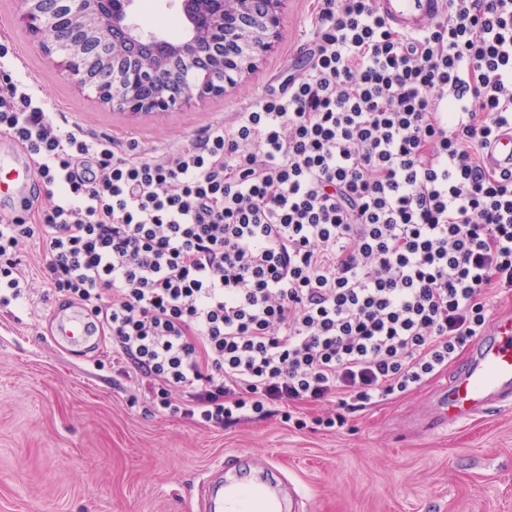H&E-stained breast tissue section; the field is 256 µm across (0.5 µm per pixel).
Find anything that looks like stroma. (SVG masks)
Returning a JSON list of instances; mask_svg holds the SVG:
<instances>
[{
	"mask_svg": "<svg viewBox=\"0 0 512 512\" xmlns=\"http://www.w3.org/2000/svg\"><path fill=\"white\" fill-rule=\"evenodd\" d=\"M312 7L287 0L274 48L240 83L161 116L131 117L78 92L32 50L13 0H0V43L17 76L85 129L166 150L303 67ZM56 306L44 285L32 301L0 304V512H193L200 481L239 452L287 471L307 512H512V408L436 433L417 426L448 374L335 431H298L276 414L209 427L156 412L146 389L113 370L105 342L51 345Z\"/></svg>",
	"mask_w": 512,
	"mask_h": 512,
	"instance_id": "obj_1",
	"label": "stroma"
}]
</instances>
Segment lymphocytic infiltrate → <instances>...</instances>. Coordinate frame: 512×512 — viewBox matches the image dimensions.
I'll return each instance as SVG.
<instances>
[{"label": "lymphocytic infiltrate", "instance_id": "f902f5d3", "mask_svg": "<svg viewBox=\"0 0 512 512\" xmlns=\"http://www.w3.org/2000/svg\"><path fill=\"white\" fill-rule=\"evenodd\" d=\"M307 67L175 150L96 135L2 65L0 135L45 198L0 216V292L77 300L158 412L296 429L416 390L512 294V0H448L420 36L315 0ZM335 402L336 415L304 409ZM488 163L492 168H502L504 166L512 169V130L503 134L494 142L488 154Z\"/></svg>", "mask_w": 512, "mask_h": 512}]
</instances>
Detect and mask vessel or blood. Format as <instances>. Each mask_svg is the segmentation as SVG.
Instances as JSON below:
<instances>
[{"label": "vessel or blood", "instance_id": "obj_1", "mask_svg": "<svg viewBox=\"0 0 512 512\" xmlns=\"http://www.w3.org/2000/svg\"><path fill=\"white\" fill-rule=\"evenodd\" d=\"M381 14L396 29L418 34L443 13L445 0H377ZM490 167L512 168V132L494 142L488 154ZM11 167L16 193H23L32 177L27 162L0 156V169ZM53 344L80 346L92 341L87 315L74 310L51 315L49 336ZM512 405V314L497 317L487 336L478 341L457 374L436 396L421 426L435 431L469 420L492 407ZM199 512H286L279 491L266 472L248 471L225 478L223 486H202Z\"/></svg>", "mask_w": 512, "mask_h": 512}]
</instances>
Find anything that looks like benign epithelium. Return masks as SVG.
<instances>
[{
  "label": "benign epithelium",
  "mask_w": 512,
  "mask_h": 512,
  "mask_svg": "<svg viewBox=\"0 0 512 512\" xmlns=\"http://www.w3.org/2000/svg\"><path fill=\"white\" fill-rule=\"evenodd\" d=\"M285 0H181L171 41L131 21L134 0H15L30 43L77 88L130 116L224 95L279 37Z\"/></svg>",
  "instance_id": "1"
}]
</instances>
